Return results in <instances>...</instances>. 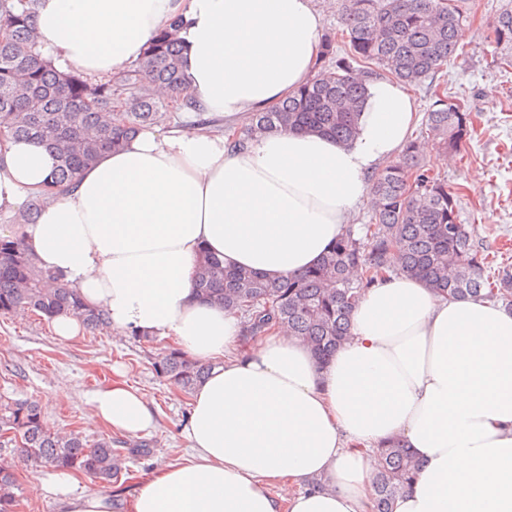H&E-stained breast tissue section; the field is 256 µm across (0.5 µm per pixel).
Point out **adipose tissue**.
<instances>
[{
  "mask_svg": "<svg viewBox=\"0 0 512 512\" xmlns=\"http://www.w3.org/2000/svg\"><path fill=\"white\" fill-rule=\"evenodd\" d=\"M175 21L189 96L230 121L293 95L322 53L312 0H39L36 50L59 71L104 79ZM417 119L410 94L384 79L347 144L290 131L236 148L180 109L60 191L53 153L9 135L1 116L0 237L22 238L113 331L172 340L211 367L189 403L185 457L142 479L131 503L65 470L31 471L32 490L63 512H371L379 446L398 436L421 470L394 512H512V311L390 273L321 364L284 328L230 355L239 317L194 288L204 251L273 277L317 263ZM90 403L118 435L154 428L153 407L125 383Z\"/></svg>",
  "mask_w": 512,
  "mask_h": 512,
  "instance_id": "1",
  "label": "adipose tissue"
}]
</instances>
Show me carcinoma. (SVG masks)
<instances>
[{"instance_id": "1", "label": "carcinoma", "mask_w": 512, "mask_h": 512, "mask_svg": "<svg viewBox=\"0 0 512 512\" xmlns=\"http://www.w3.org/2000/svg\"><path fill=\"white\" fill-rule=\"evenodd\" d=\"M38 0H0V112L13 116L12 134L52 150L57 166L52 183L72 184L80 171L118 149L139 130L170 118V101L156 88L184 95L178 24L159 33L135 64L103 80L61 73L35 50ZM468 9L461 0H340L336 37L322 38V60L336 70L311 78L269 112H256L235 128L233 142L245 145L267 131H307L340 143L352 140L368 82L386 76L420 86L448 68L463 50ZM491 64L512 67V9L502 11L488 34ZM123 106V111L114 108ZM427 137L444 152L459 151L472 136L473 117L448 98H438L425 116ZM372 214L357 231L347 224L320 262L295 277H266L224 266L204 252L195 270L197 294L240 317L246 341L286 325L288 333L324 363L351 329V312L362 294L388 272L403 273L435 293L480 298L512 310V264L495 263L477 239L475 227L459 219L458 195L447 179L425 169L418 140L369 179ZM27 308L51 320L80 318L91 332L107 326L104 310L84 304L59 276L37 265L20 238L0 239V315ZM157 373L179 390L192 392L205 367L176 349ZM21 436L20 451L35 466L90 475L110 483L119 473L120 449L103 438L93 444L80 434L49 431L36 404L0 403V431ZM382 468L372 480V512H393L399 495L416 478L419 463L402 439L381 446ZM14 473L0 466V512H16Z\"/></svg>"}]
</instances>
